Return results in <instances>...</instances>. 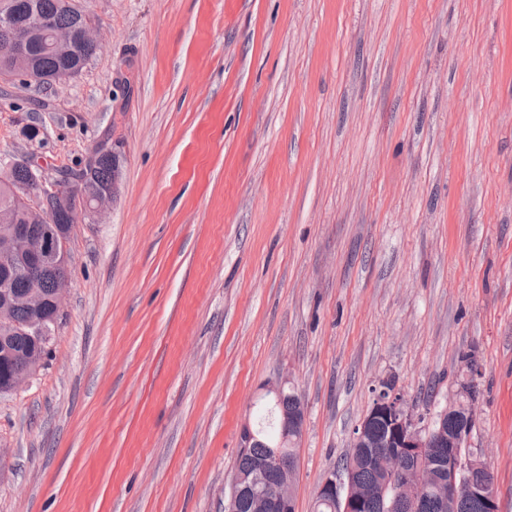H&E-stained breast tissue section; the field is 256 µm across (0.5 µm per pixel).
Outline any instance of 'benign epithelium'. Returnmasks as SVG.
I'll return each instance as SVG.
<instances>
[{"instance_id": "benign-epithelium-1", "label": "benign epithelium", "mask_w": 512, "mask_h": 512, "mask_svg": "<svg viewBox=\"0 0 512 512\" xmlns=\"http://www.w3.org/2000/svg\"><path fill=\"white\" fill-rule=\"evenodd\" d=\"M43 21L33 10L23 17L7 10L0 15V28L7 32L10 43L8 56L10 66L0 70V79H24L40 81L32 52L34 38L41 31ZM100 45L94 23H82L73 29L54 32L51 49L62 59L69 61L76 55L80 45ZM31 173V183L40 189L36 203L27 202V188L16 190L18 200L26 207L17 218L11 212L0 213V268L7 272H28L33 267L50 266L58 271L56 285L51 295L44 294L37 285H32L22 297L30 310V319L24 330L43 340L48 339L47 324L42 311L46 303L57 310L64 304L65 294L70 288L68 239L70 230L53 224V215L69 205L71 192L57 184L46 185L42 168L34 158L25 160ZM121 178V163L115 162L112 187L96 189L86 193L92 200L88 215L96 217L108 205L115 202ZM15 297L10 289V278L0 280V328L10 332L18 328L13 318ZM35 373L32 365L16 368L4 381V388L16 391L29 383ZM375 403L352 432L351 447L362 449L364 460L380 463L387 477L377 492L386 502L385 512H418L420 497L428 488L432 469L448 475L443 486L442 501L448 512H459L462 502L474 497L484 512H498L494 482L489 476L485 459L464 450L470 421L446 435L432 429L423 414L407 406L402 394L393 385L391 378L379 381L374 388ZM474 401L469 391H461L459 402L441 412V419L460 420L459 411L473 412ZM381 419L389 423L385 435L369 432L368 423ZM305 425L304 406L288 416L282 430L280 444L288 441V434L298 436ZM443 446L448 457L432 464L429 449ZM296 460L287 454L276 452L267 456L247 473L235 472L230 493L224 504V512H238L239 498L247 493L264 512H295L294 498L289 492V481L295 476ZM317 496L328 501L336 512H357L363 498L357 493L354 470L350 467L333 471L320 486Z\"/></svg>"}]
</instances>
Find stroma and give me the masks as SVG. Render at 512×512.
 <instances>
[{
  "instance_id": "obj_1",
  "label": "stroma",
  "mask_w": 512,
  "mask_h": 512,
  "mask_svg": "<svg viewBox=\"0 0 512 512\" xmlns=\"http://www.w3.org/2000/svg\"><path fill=\"white\" fill-rule=\"evenodd\" d=\"M77 4L81 73L0 81V177L106 144L120 191L0 394V512H224L282 380L313 512L387 377L429 418L476 383L466 446L512 512V0Z\"/></svg>"
}]
</instances>
